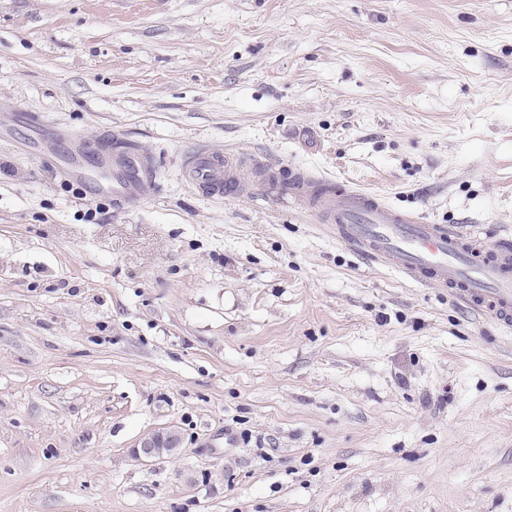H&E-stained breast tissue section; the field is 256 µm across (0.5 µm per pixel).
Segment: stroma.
Returning <instances> with one entry per match:
<instances>
[{"label":"stroma","instance_id":"stroma-1","mask_svg":"<svg viewBox=\"0 0 512 512\" xmlns=\"http://www.w3.org/2000/svg\"><path fill=\"white\" fill-rule=\"evenodd\" d=\"M202 148L512 235V0H0V512H512V331ZM90 166L93 172L112 173V180L87 176L84 183L98 192L112 193V198L119 204L135 202L155 191V168L134 150L112 152L100 149L94 155V163H90ZM180 436L177 431L168 429L148 435L133 448V454L140 459H154L174 456L180 448Z\"/></svg>","mask_w":512,"mask_h":512}]
</instances>
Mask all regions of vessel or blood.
Segmentation results:
<instances>
[{
	"mask_svg": "<svg viewBox=\"0 0 512 512\" xmlns=\"http://www.w3.org/2000/svg\"><path fill=\"white\" fill-rule=\"evenodd\" d=\"M86 184L123 204L154 193V167L140 153L102 149L94 156ZM186 180L201 193L251 195L254 186L276 194L283 204L317 210L337 239L367 260L425 285L451 290L481 316L512 328V239L495 243L453 225L426 224L380 197L349 185H331L307 170L294 173L280 191L278 165H247L231 153L197 152L184 160Z\"/></svg>",
	"mask_w": 512,
	"mask_h": 512,
	"instance_id": "b4317fda",
	"label": "vessel or blood"
}]
</instances>
